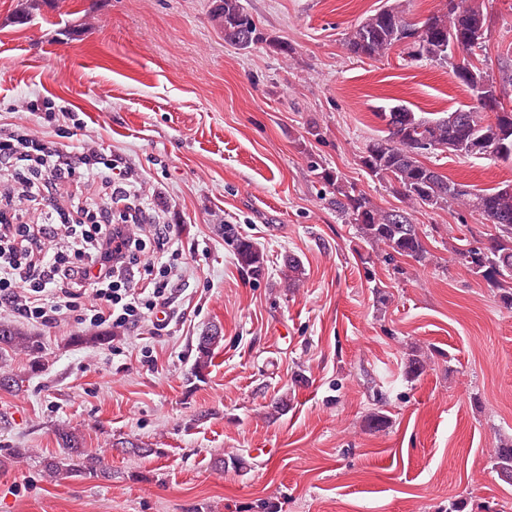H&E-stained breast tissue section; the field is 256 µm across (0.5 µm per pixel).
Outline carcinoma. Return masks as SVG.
I'll return each mask as SVG.
<instances>
[{"instance_id":"cac0c4a2","label":"carcinoma","mask_w":512,"mask_h":512,"mask_svg":"<svg viewBox=\"0 0 512 512\" xmlns=\"http://www.w3.org/2000/svg\"><path fill=\"white\" fill-rule=\"evenodd\" d=\"M440 2L441 7L420 23L408 20L405 12L396 6H385L346 33L342 43L346 53L356 58H374L395 47L415 57L423 44L430 61L446 63L454 53L462 54V60L452 67L470 89L475 103L435 119L404 105L395 106L393 112H381L379 117L385 121L386 135L370 141L360 156L365 173L373 180L389 184L406 207L388 211L379 208L357 183L344 179L314 152L307 153V166L330 195L336 212L356 226L364 241L386 249L391 261L397 255L419 265L430 261L426 235L413 223L409 207L455 205L476 216L480 223L489 227V233L456 249V259L496 291L503 305L512 308V184L469 189L420 160L432 150L455 156H491V149L499 145L512 150V109H505L497 98L494 105H489L487 93L497 88L496 83L480 88L467 74L472 70L483 80H490L487 72L470 60L473 50L485 43L487 14L477 0ZM212 13L221 33L234 30L242 36L240 41L229 39L227 43L247 49L263 41L240 0H214ZM224 236L232 242L241 269L248 275H262L265 259L256 244L230 226L224 228ZM222 340L216 328L198 336L195 376L202 377L212 365L215 350ZM2 348L34 352L39 345L31 332L0 323ZM56 439L62 455L43 461L48 476L62 473L80 478L112 479V472L103 466L100 457L85 451L76 432L61 427L56 431ZM492 468L512 480V438L496 440Z\"/></svg>"}]
</instances>
